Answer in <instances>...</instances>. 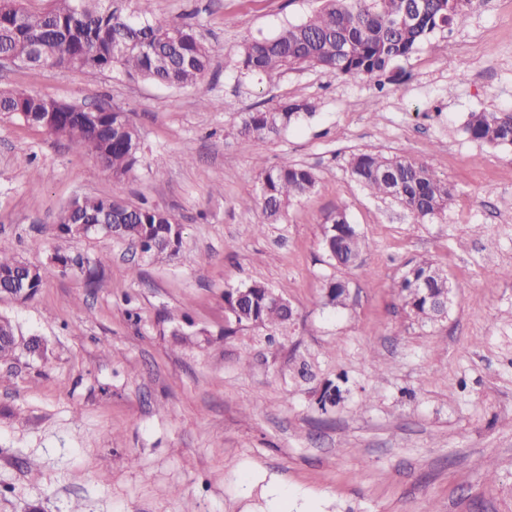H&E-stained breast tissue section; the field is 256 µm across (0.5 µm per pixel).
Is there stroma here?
Returning a JSON list of instances; mask_svg holds the SVG:
<instances>
[{
	"label": "stroma",
	"instance_id": "1",
	"mask_svg": "<svg viewBox=\"0 0 512 512\" xmlns=\"http://www.w3.org/2000/svg\"><path fill=\"white\" fill-rule=\"evenodd\" d=\"M321 6L155 0V20L193 24L212 49L183 89L0 68V90L127 112L141 164L125 198L185 227L163 261L61 235L62 209L111 196V176L91 153L0 115V247L43 278L31 299L0 298L20 341L0 360V512H279L276 486L288 512H512V147L465 132L470 113L512 111V0H474L382 88L311 67L241 74L244 41ZM295 99L314 112L241 142L245 113ZM362 150L426 164L453 204L422 223L372 197L347 170ZM284 159L311 168L316 187L270 224L242 200ZM339 209L370 242L347 268L320 244ZM58 251L70 269L53 263ZM422 256L455 287L447 321L429 327L399 296L404 263ZM334 278L350 286L347 308L325 303ZM252 282L288 298L294 323L225 335V289ZM32 336L46 357L25 349ZM331 384L341 400L325 407Z\"/></svg>",
	"mask_w": 512,
	"mask_h": 512
}]
</instances>
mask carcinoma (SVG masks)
Instances as JSON below:
<instances>
[{
  "label": "carcinoma",
  "instance_id": "1",
  "mask_svg": "<svg viewBox=\"0 0 512 512\" xmlns=\"http://www.w3.org/2000/svg\"><path fill=\"white\" fill-rule=\"evenodd\" d=\"M40 12L27 10L22 0H0V57H10L29 67H69L89 71L118 69L131 79L170 88L197 84L210 65V51L189 24H162L153 20L154 0H135L126 13L114 0H50ZM324 6L307 20L290 23L269 38L247 40L239 51L240 67L248 73L266 74L301 66L329 73L379 77L409 59L420 42L437 29L462 21L473 0H323ZM312 103L289 100L277 107L246 113L241 135L250 139L273 134L302 114L312 113ZM89 117L73 105L24 91H0V114L17 116L65 139L78 151L94 154L112 174L110 197H85L76 211L64 208L60 232L83 236V226L99 220L110 208L112 220L122 225L124 239L141 243L154 258L179 254L183 224L171 211L135 204L122 197V185L139 164L140 137L126 112L100 107ZM468 136L490 146L512 145V112H473L465 126ZM350 174L377 197L391 198L416 218L425 220L448 209L454 195L448 183L419 162L387 157L379 152L353 153L347 160ZM312 170L288 159L264 171L256 196L246 207H261L275 221L288 204L315 188ZM321 244L332 263L348 267L369 249L365 236L343 210L322 224ZM432 273L434 294L448 289L444 268L428 258L409 261L399 290L408 315L423 325L435 322L430 299L412 287V281ZM42 285L40 270L0 249V292L24 289L33 297ZM327 304L344 308L349 285L342 279L327 283ZM247 297L236 300V289L224 290L229 313L224 335L243 327H283L293 318L273 306L266 285L249 284ZM17 347L11 321L0 318V360Z\"/></svg>",
  "mask_w": 512,
  "mask_h": 512
}]
</instances>
